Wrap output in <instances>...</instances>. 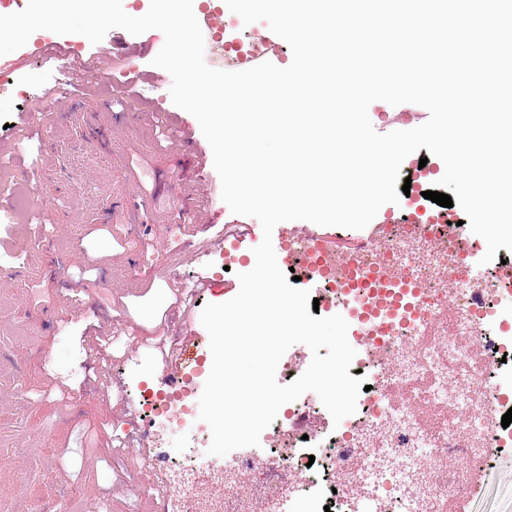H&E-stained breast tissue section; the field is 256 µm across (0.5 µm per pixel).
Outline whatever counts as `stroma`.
I'll return each mask as SVG.
<instances>
[{
    "label": "stroma",
    "mask_w": 512,
    "mask_h": 512,
    "mask_svg": "<svg viewBox=\"0 0 512 512\" xmlns=\"http://www.w3.org/2000/svg\"><path fill=\"white\" fill-rule=\"evenodd\" d=\"M163 44L157 30L116 28L97 44L40 30L0 56V205L12 213L0 255L14 257L0 267V512H94L104 499L112 512H180L179 499L161 503L154 488L174 457L208 456L204 377L183 428L150 416V399L167 390L154 344L184 332L175 289L206 276L236 281L217 239L238 224L262 227L230 211L198 121L173 104L169 84L153 87ZM53 47L97 70L59 99L50 92L64 81ZM368 114L380 133L429 118L421 106L383 101ZM159 120L173 145L159 143ZM106 332L116 338L115 367L88 346ZM107 372L124 405H108L98 388ZM100 426L133 479L112 477L87 449L84 432ZM145 457L153 469H142ZM474 469L481 489L466 512H512V440Z\"/></svg>",
    "instance_id": "1"
}]
</instances>
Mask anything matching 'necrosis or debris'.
I'll return each instance as SVG.
<instances>
[{
	"label": "necrosis or debris",
	"instance_id": "necrosis-or-debris-1",
	"mask_svg": "<svg viewBox=\"0 0 512 512\" xmlns=\"http://www.w3.org/2000/svg\"><path fill=\"white\" fill-rule=\"evenodd\" d=\"M468 238L453 218L416 226L399 216L362 237L288 231L287 250L307 258L300 287L325 310L349 306L352 339L368 338L352 367L370 389L336 435L306 433L317 404L291 402L269 427L264 472L244 457L225 463L224 512H278L284 501L318 512L326 497L336 512H447L467 490L469 462L502 439L490 379L512 363L511 345L486 340L492 317L505 315L500 297L512 294V277L466 271ZM312 457L320 466L306 483L263 505L246 493L256 475L269 481Z\"/></svg>",
	"mask_w": 512,
	"mask_h": 512
}]
</instances>
